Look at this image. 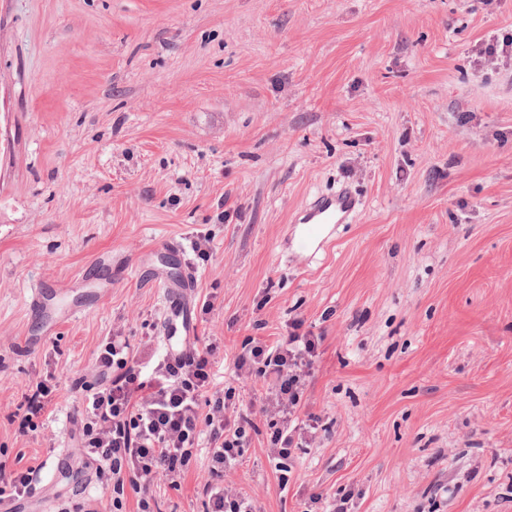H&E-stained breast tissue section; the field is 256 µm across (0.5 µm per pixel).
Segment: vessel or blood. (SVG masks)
I'll return each instance as SVG.
<instances>
[{
    "label": "vessel or blood",
    "mask_w": 512,
    "mask_h": 512,
    "mask_svg": "<svg viewBox=\"0 0 512 512\" xmlns=\"http://www.w3.org/2000/svg\"><path fill=\"white\" fill-rule=\"evenodd\" d=\"M356 198L346 190L339 191L336 197H316L301 211L299 223L305 229L297 242V249L307 256H315L327 243V228L332 224H341L357 210Z\"/></svg>",
    "instance_id": "b4317fda"
}]
</instances>
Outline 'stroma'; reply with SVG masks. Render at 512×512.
Instances as JSON below:
<instances>
[{
    "instance_id": "obj_1",
    "label": "stroma",
    "mask_w": 512,
    "mask_h": 512,
    "mask_svg": "<svg viewBox=\"0 0 512 512\" xmlns=\"http://www.w3.org/2000/svg\"><path fill=\"white\" fill-rule=\"evenodd\" d=\"M511 40L512 0H0V450L41 468L25 512L98 507L95 466L61 476L73 385L108 337L169 353L173 304L244 401L267 388L234 374L247 339H322L287 486L264 413L224 472L256 512L346 489L349 512H512V60L478 58ZM344 187L358 211L295 256V213ZM184 268L194 288L159 287ZM210 479L202 446L161 512H208ZM53 390L46 384L40 383L26 398V413L23 417L28 422H33V417H36L45 409L46 405L51 401L50 395Z\"/></svg>"
}]
</instances>
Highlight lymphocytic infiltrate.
<instances>
[{
    "instance_id": "f902f5d3",
    "label": "lymphocytic infiltrate",
    "mask_w": 512,
    "mask_h": 512,
    "mask_svg": "<svg viewBox=\"0 0 512 512\" xmlns=\"http://www.w3.org/2000/svg\"><path fill=\"white\" fill-rule=\"evenodd\" d=\"M320 342L295 331L269 343L251 339L235 360L238 372L254 370L270 381L264 406L278 416L270 437V451L278 459L291 456L304 432L296 413ZM215 352L214 344L191 343L182 354L164 356L149 368L131 353L125 338L111 337L103 346L95 381L83 387L84 424L75 451L79 459L107 470L106 492L114 504L130 491L136 512H159L154 481L164 478L178 487L204 435L213 480L202 493L212 512H254L248 499L219 482L225 467L240 457L250 421L227 416L234 391L210 394ZM203 396L209 407L204 414L199 411Z\"/></svg>"
}]
</instances>
